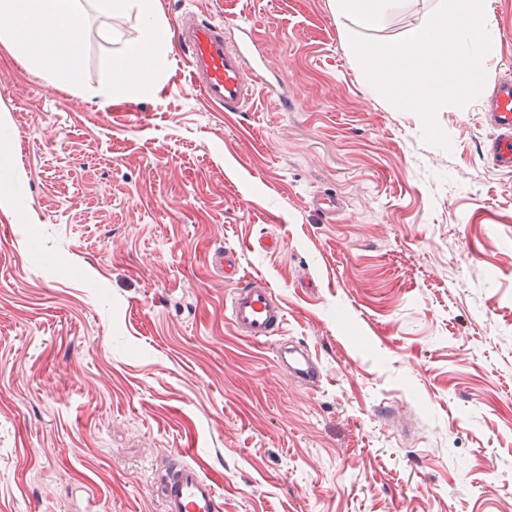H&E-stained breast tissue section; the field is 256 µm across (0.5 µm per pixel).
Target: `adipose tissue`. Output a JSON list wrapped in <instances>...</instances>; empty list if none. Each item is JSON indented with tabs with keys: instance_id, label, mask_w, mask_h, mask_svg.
<instances>
[{
	"instance_id": "adipose-tissue-1",
	"label": "adipose tissue",
	"mask_w": 512,
	"mask_h": 512,
	"mask_svg": "<svg viewBox=\"0 0 512 512\" xmlns=\"http://www.w3.org/2000/svg\"><path fill=\"white\" fill-rule=\"evenodd\" d=\"M103 17L136 13L144 24L135 40L104 30L107 42L119 43L109 62L106 94H150L153 77L166 61L169 40L155 16L153 0H91ZM81 23L79 0H0V45L22 51L42 68L54 69L75 49L70 35Z\"/></svg>"
}]
</instances>
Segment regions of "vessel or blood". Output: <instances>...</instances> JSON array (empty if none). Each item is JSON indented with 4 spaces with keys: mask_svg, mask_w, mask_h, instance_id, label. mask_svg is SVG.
Returning <instances> with one entry per match:
<instances>
[{
    "mask_svg": "<svg viewBox=\"0 0 512 512\" xmlns=\"http://www.w3.org/2000/svg\"><path fill=\"white\" fill-rule=\"evenodd\" d=\"M239 37L227 41L223 22L209 17L181 19L175 31L187 62L191 85L210 104L225 112L244 111L256 91H264L281 109L294 101L286 83L270 77L249 25L238 24ZM488 121L494 130L489 156L492 167L512 173V82H497L485 103ZM312 206L329 219H336L343 204L335 194L313 196ZM240 255L218 250L211 264L224 278L233 280L229 319L240 336L257 343L277 341V365L307 385L319 382V362L302 343L281 338L285 310L272 290L246 281ZM164 512H221L222 501L215 484L197 467L175 462L160 469L154 479Z\"/></svg>",
    "mask_w": 512,
    "mask_h": 512,
    "instance_id": "vessel-or-blood-1",
    "label": "vessel or blood"
}]
</instances>
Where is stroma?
Instances as JSON below:
<instances>
[{"label": "stroma", "instance_id": "35a3bbf8", "mask_svg": "<svg viewBox=\"0 0 512 512\" xmlns=\"http://www.w3.org/2000/svg\"><path fill=\"white\" fill-rule=\"evenodd\" d=\"M440 5L364 30L336 0H156L169 32L248 18L286 112L219 111L175 44L148 96L69 95L113 52L89 9L55 73L0 47V512H163L182 448L223 512H512V174L482 154V99L445 105L451 148L429 145L350 44ZM484 5L487 78H512V0ZM331 190L333 224L308 205ZM220 248L281 301L318 387L236 334Z\"/></svg>", "mask_w": 512, "mask_h": 512}]
</instances>
